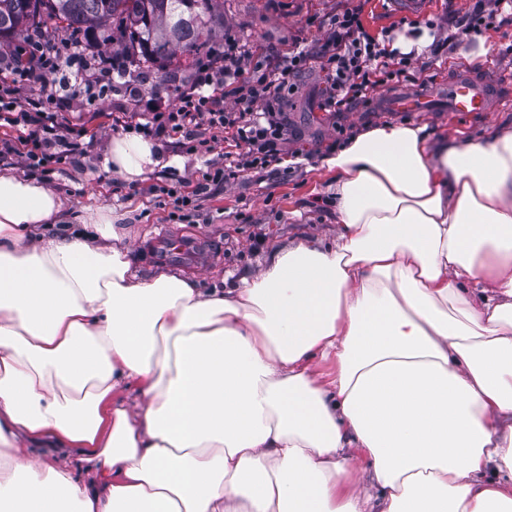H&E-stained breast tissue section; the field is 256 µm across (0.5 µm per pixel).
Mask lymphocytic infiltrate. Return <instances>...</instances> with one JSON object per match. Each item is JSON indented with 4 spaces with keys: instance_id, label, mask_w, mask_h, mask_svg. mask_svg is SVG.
<instances>
[{
    "instance_id": "f902f5d3",
    "label": "lymphocytic infiltrate",
    "mask_w": 512,
    "mask_h": 512,
    "mask_svg": "<svg viewBox=\"0 0 512 512\" xmlns=\"http://www.w3.org/2000/svg\"><path fill=\"white\" fill-rule=\"evenodd\" d=\"M331 32L321 44L289 50L272 67L247 70L233 40H225L223 50L213 52L198 65L194 83L179 89L174 108L143 114L134 122L113 118V126L135 129L143 136L173 133L187 142H199L202 128L230 133L238 153L224 170L203 173L198 189L212 183H226L241 173L267 168L278 161L288 141L285 119L276 108L282 93L292 89L293 80L308 64H317L329 86L326 107H346L364 99L373 88L372 74L386 73L387 54L379 39L369 35L362 24L361 10L354 7L336 14L330 21ZM28 67L19 70L12 87L0 98V122L15 128L16 141L5 144L8 153H18L23 163L48 170L63 158L83 152L81 133L73 127L50 122L43 112L42 100H34L33 110L17 109L14 95L34 84L46 73L60 71L59 53L46 51L41 43L28 42L23 49ZM228 86L237 96L238 111L221 107L214 91Z\"/></svg>"
}]
</instances>
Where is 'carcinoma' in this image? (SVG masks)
Wrapping results in <instances>:
<instances>
[{
  "label": "carcinoma",
  "instance_id": "cac0c4a2",
  "mask_svg": "<svg viewBox=\"0 0 512 512\" xmlns=\"http://www.w3.org/2000/svg\"><path fill=\"white\" fill-rule=\"evenodd\" d=\"M217 0H0V43L49 28L86 37L117 24L146 63L196 58L215 41Z\"/></svg>",
  "mask_w": 512,
  "mask_h": 512
}]
</instances>
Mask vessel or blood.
Wrapping results in <instances>:
<instances>
[{
	"instance_id": "vessel-or-blood-1",
	"label": "vessel or blood",
	"mask_w": 512,
	"mask_h": 512,
	"mask_svg": "<svg viewBox=\"0 0 512 512\" xmlns=\"http://www.w3.org/2000/svg\"><path fill=\"white\" fill-rule=\"evenodd\" d=\"M504 95L497 81L477 77L474 71L463 69L439 87L383 95L380 108L386 112H429L441 108L452 113L479 115L490 111L494 102ZM147 251L153 263L191 268L203 265L214 253L211 245L197 238L174 237L163 229L151 236Z\"/></svg>"
}]
</instances>
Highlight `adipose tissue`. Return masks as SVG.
<instances>
[{"mask_svg":"<svg viewBox=\"0 0 512 512\" xmlns=\"http://www.w3.org/2000/svg\"><path fill=\"white\" fill-rule=\"evenodd\" d=\"M327 165L332 244L223 291L138 278L108 215L32 243L62 203L0 172V512H512V130L384 124Z\"/></svg>","mask_w":512,"mask_h":512,"instance_id":"obj_1","label":"adipose tissue"}]
</instances>
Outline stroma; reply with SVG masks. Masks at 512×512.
Masks as SVG:
<instances>
[{
	"label": "stroma",
	"instance_id": "1",
	"mask_svg": "<svg viewBox=\"0 0 512 512\" xmlns=\"http://www.w3.org/2000/svg\"><path fill=\"white\" fill-rule=\"evenodd\" d=\"M420 13L400 14L390 0H224V34L236 42L247 66L263 61L265 52L287 54L298 45L323 42L328 22L345 8L360 7L366 31L387 44L400 39L424 41L408 77H391L378 93L417 89L447 81L460 68L486 69L512 88V20L493 23L480 35L465 38L458 23L473 15L477 0H424ZM140 66L128 67L124 78L105 84L96 101L87 94L61 91L47 78L34 94L51 96L59 123L85 128L89 145L75 162L58 165L47 187L63 202L66 221L49 226L54 237L82 228L83 220L111 211L114 227L132 247V268L150 278L159 268L149 263L142 241L159 226L178 235L221 243L223 254L205 269L175 267V274L200 287H236L254 274L277 245L336 234V210L328 187L336 180L327 157L358 134L382 124L425 127L430 143L454 138L485 139L512 128V98L484 115L451 112H379L373 98L341 110L323 108L325 85L317 67L303 69L286 94L282 109L292 133L289 155L265 169L240 174L217 191L197 196L193 208L175 216L167 189L195 182L201 171L227 165V142L212 149H191L177 138L162 136L154 145L165 163L129 182L105 167L117 136L112 116L149 112L175 103L180 82H192L194 68H182L180 82L168 81L162 68L142 77Z\"/></svg>",
	"mask_w": 512,
	"mask_h": 512
}]
</instances>
